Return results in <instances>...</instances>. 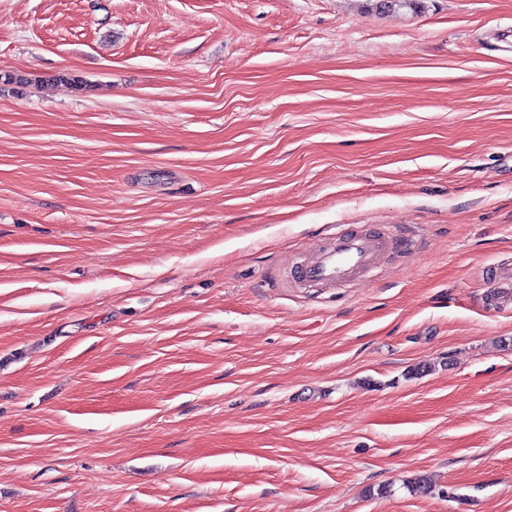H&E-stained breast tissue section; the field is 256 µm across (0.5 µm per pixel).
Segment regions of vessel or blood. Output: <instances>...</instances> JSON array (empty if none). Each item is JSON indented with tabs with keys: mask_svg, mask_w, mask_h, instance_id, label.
<instances>
[{
	"mask_svg": "<svg viewBox=\"0 0 512 512\" xmlns=\"http://www.w3.org/2000/svg\"><path fill=\"white\" fill-rule=\"evenodd\" d=\"M405 248V243L378 224L363 230L341 228L332 232L324 245L294 263L290 275L295 283L305 287L333 288L376 268L383 256ZM491 279V300L512 304V265L494 267Z\"/></svg>",
	"mask_w": 512,
	"mask_h": 512,
	"instance_id": "b4317fda",
	"label": "vessel or blood"
}]
</instances>
